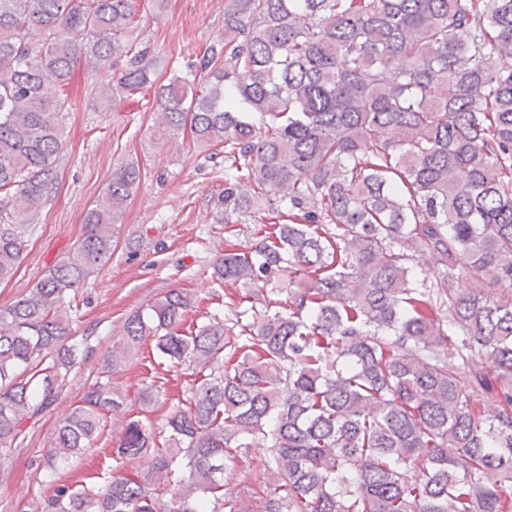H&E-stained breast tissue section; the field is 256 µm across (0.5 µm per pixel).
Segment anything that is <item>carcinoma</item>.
Wrapping results in <instances>:
<instances>
[{"label":"carcinoma","mask_w":512,"mask_h":512,"mask_svg":"<svg viewBox=\"0 0 512 512\" xmlns=\"http://www.w3.org/2000/svg\"><path fill=\"white\" fill-rule=\"evenodd\" d=\"M134 3L0 0V283L57 180L76 65L122 54L103 101L156 87L159 137L224 146V218L260 203L271 227L214 266L249 303L231 318L187 332L171 289L125 320L107 371L151 338L193 379L161 429L126 423L101 486L41 512H512V0H224L199 71L159 87ZM140 175L114 168L74 247L0 308V457L78 364L64 303L111 259ZM118 405L92 384L47 466ZM257 444L271 483L225 498L224 461Z\"/></svg>","instance_id":"cac0c4a2"}]
</instances>
